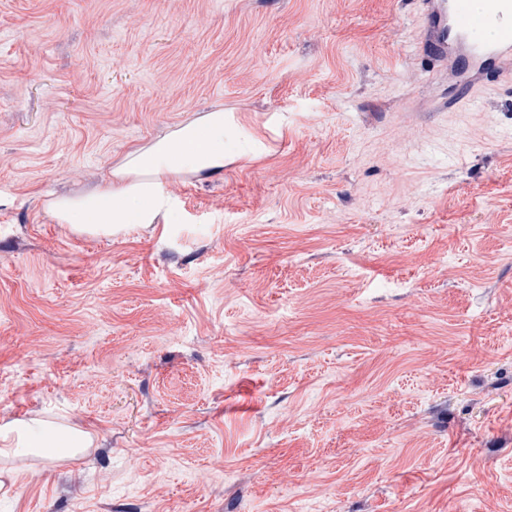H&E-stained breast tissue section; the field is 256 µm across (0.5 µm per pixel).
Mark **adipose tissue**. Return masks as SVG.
I'll list each match as a JSON object with an SVG mask.
<instances>
[{"instance_id":"adipose-tissue-1","label":"adipose tissue","mask_w":512,"mask_h":512,"mask_svg":"<svg viewBox=\"0 0 512 512\" xmlns=\"http://www.w3.org/2000/svg\"><path fill=\"white\" fill-rule=\"evenodd\" d=\"M225 119L223 107L215 106L149 145L130 150L100 185L51 199L50 215L76 233L101 237L168 223L174 216L172 199L164 190L168 181L223 171ZM92 444L89 433L50 420L35 419L20 430L8 422L0 424L4 459H74Z\"/></svg>"}]
</instances>
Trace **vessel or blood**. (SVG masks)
<instances>
[{"label": "vessel or blood", "instance_id": "vessel-or-blood-1", "mask_svg": "<svg viewBox=\"0 0 512 512\" xmlns=\"http://www.w3.org/2000/svg\"><path fill=\"white\" fill-rule=\"evenodd\" d=\"M423 28L434 55L459 91L457 104L474 103L481 80L512 75V0H422Z\"/></svg>", "mask_w": 512, "mask_h": 512}]
</instances>
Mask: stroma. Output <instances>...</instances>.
I'll use <instances>...</instances> for the list:
<instances>
[{
  "instance_id": "stroma-1",
  "label": "stroma",
  "mask_w": 512,
  "mask_h": 512,
  "mask_svg": "<svg viewBox=\"0 0 512 512\" xmlns=\"http://www.w3.org/2000/svg\"><path fill=\"white\" fill-rule=\"evenodd\" d=\"M420 0H0V512H512V80ZM222 173L91 237L53 197L212 106ZM1 460L34 457L49 460L74 459L92 447L91 435L80 428L50 420L34 419L21 431L12 423L0 424ZM14 447V448H11Z\"/></svg>"
}]
</instances>
